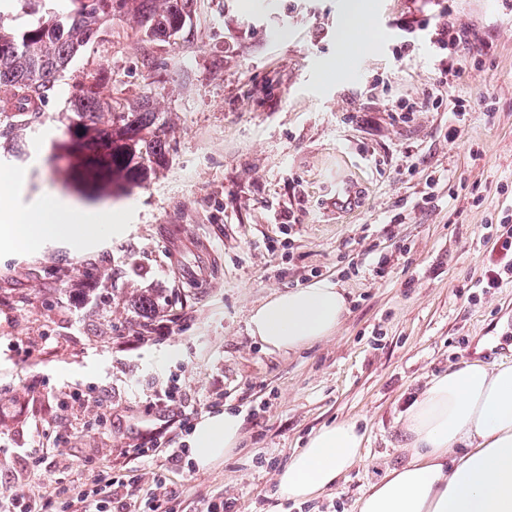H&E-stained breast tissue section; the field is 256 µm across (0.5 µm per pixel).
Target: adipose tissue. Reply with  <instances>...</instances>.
<instances>
[{"label": "adipose tissue", "instance_id": "adipose-tissue-1", "mask_svg": "<svg viewBox=\"0 0 512 512\" xmlns=\"http://www.w3.org/2000/svg\"><path fill=\"white\" fill-rule=\"evenodd\" d=\"M362 0H345L341 50L366 49ZM123 212L74 210L45 195L24 208L0 210V246L33 252L58 240L72 247L125 232ZM347 311L345 291L329 278L276 293L253 308L248 328L271 353H291L331 337ZM408 461L387 468L357 501V512H512V363L473 360L432 377L397 421ZM232 409L204 415L189 440L191 457L208 470L242 439ZM365 433L351 420L317 430L277 476L280 492L306 501L335 487L362 458Z\"/></svg>", "mask_w": 512, "mask_h": 512}]
</instances>
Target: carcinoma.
<instances>
[{
	"label": "carcinoma",
	"instance_id": "carcinoma-1",
	"mask_svg": "<svg viewBox=\"0 0 512 512\" xmlns=\"http://www.w3.org/2000/svg\"><path fill=\"white\" fill-rule=\"evenodd\" d=\"M193 0H31V20L13 24L14 0H0V114L35 120L59 77L88 45L101 39L118 11L149 39L176 38L192 16ZM102 72L72 83L71 115L56 149L94 177L140 184L167 165L161 111L147 96L112 107Z\"/></svg>",
	"mask_w": 512,
	"mask_h": 512
}]
</instances>
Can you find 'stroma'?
Returning <instances> with one entry per match:
<instances>
[{
	"instance_id": "obj_1",
	"label": "stroma",
	"mask_w": 512,
	"mask_h": 512,
	"mask_svg": "<svg viewBox=\"0 0 512 512\" xmlns=\"http://www.w3.org/2000/svg\"><path fill=\"white\" fill-rule=\"evenodd\" d=\"M342 3L194 0L173 43L113 17L76 67L104 70L116 102L150 96L168 150L157 177L121 196L42 163L62 138L67 84L18 129L24 155L1 156L0 170L19 187L0 208L65 181L73 206L124 210L129 231L86 250L0 247V492L35 495L59 477L29 475L26 450L46 432L63 434L56 454L72 465H124L123 449L167 418L150 400L173 376L183 402L239 412L241 444L206 471L137 464L135 489L165 475L179 512L217 493L232 512H354L386 466L406 462L396 421L430 377L512 362V276L477 285L497 257L491 224L512 211V0H367L379 39L346 60ZM401 100L423 107L395 109ZM348 179L363 201L342 213L336 185ZM184 265L203 271L202 287L180 277ZM90 269L111 282L81 302ZM318 278L346 290L336 333L265 351L251 309ZM142 293L158 304L148 323L133 305ZM44 336L28 363L7 349ZM74 388L84 399L66 406ZM342 419L366 429L361 463L325 494L289 500L277 474Z\"/></svg>"
}]
</instances>
